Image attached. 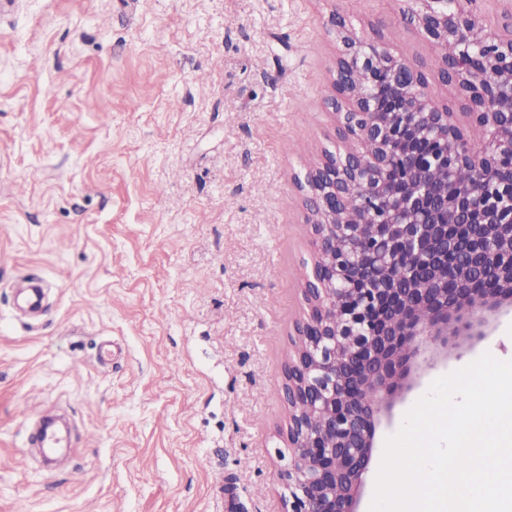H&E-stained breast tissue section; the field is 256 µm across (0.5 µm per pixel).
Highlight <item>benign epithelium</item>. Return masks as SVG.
<instances>
[{
	"mask_svg": "<svg viewBox=\"0 0 512 512\" xmlns=\"http://www.w3.org/2000/svg\"><path fill=\"white\" fill-rule=\"evenodd\" d=\"M407 2L452 56L438 72L468 111L435 102L427 67L378 30L331 15L336 146L294 177L313 256L283 386L288 512H360L377 429L414 388L417 359L448 360L512 309V14L489 32L483 0ZM464 168L475 179L457 185Z\"/></svg>",
	"mask_w": 512,
	"mask_h": 512,
	"instance_id": "benign-epithelium-1",
	"label": "benign epithelium"
}]
</instances>
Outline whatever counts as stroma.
<instances>
[{"mask_svg": "<svg viewBox=\"0 0 512 512\" xmlns=\"http://www.w3.org/2000/svg\"><path fill=\"white\" fill-rule=\"evenodd\" d=\"M405 0H16L0 15V512H284V367L345 15L439 49ZM26 192H19V184ZM35 278L42 312L13 286ZM512 360V314L483 353ZM65 416L46 470L27 437Z\"/></svg>", "mask_w": 512, "mask_h": 512, "instance_id": "obj_1", "label": "stroma"}]
</instances>
